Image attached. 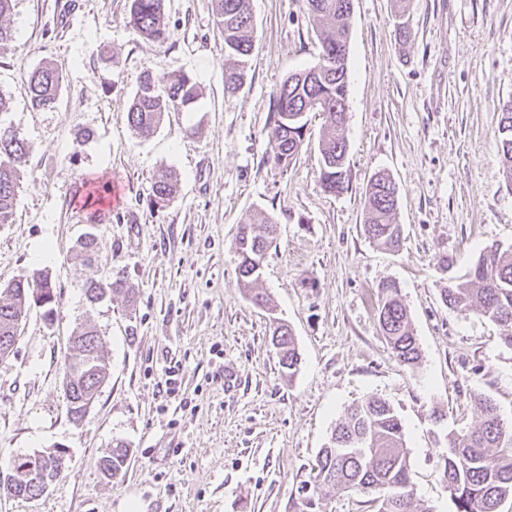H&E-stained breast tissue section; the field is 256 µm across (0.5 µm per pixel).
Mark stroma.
I'll return each mask as SVG.
<instances>
[{"label":"stroma","instance_id":"35a3bbf8","mask_svg":"<svg viewBox=\"0 0 512 512\" xmlns=\"http://www.w3.org/2000/svg\"><path fill=\"white\" fill-rule=\"evenodd\" d=\"M251 7L254 50L228 98L213 0H165L163 42L129 25V0H15L0 94L29 157L14 221L0 224V287L42 270L58 304L49 322L31 309L0 359V472L55 449L69 464L39 498L0 490V512H300L320 448L369 396L402 422L416 501L455 512L443 477L448 431L474 426L484 396L512 417L502 327L441 299L449 275L486 246L512 244L498 154V110L512 100V0H406L400 19L393 0H352L349 188L338 195L318 184L322 113H309L289 165L266 154L273 93L318 57L305 2ZM47 63L61 69L62 88L54 108L37 110L27 76ZM175 70L198 82V101L140 139L127 112L144 73ZM381 170L397 187L395 251L362 229L364 191ZM169 171L177 191L155 206L153 185ZM112 181L124 189L117 208L89 202ZM259 211L278 225L258 284L265 306L239 287L232 249ZM87 231L101 241L90 265L76 250ZM91 279L123 280L133 294L88 306ZM385 281L400 286L421 347L415 366L394 358L380 328ZM279 321L302 358L291 377L270 341ZM85 322L109 365L75 423L62 382ZM116 440L131 459L108 479L99 460Z\"/></svg>","mask_w":512,"mask_h":512}]
</instances>
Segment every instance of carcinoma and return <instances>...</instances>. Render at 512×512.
<instances>
[{"mask_svg": "<svg viewBox=\"0 0 512 512\" xmlns=\"http://www.w3.org/2000/svg\"><path fill=\"white\" fill-rule=\"evenodd\" d=\"M14 0H0V48L13 42L15 31L9 22ZM350 0H306L311 26L321 33L319 72L309 76L302 71L289 75L272 97L273 132L269 156L278 165H288L299 153L306 115H324L319 144L321 154L319 183L323 191L339 194L348 189L345 170L346 141L341 134L347 110V54L350 30ZM216 26L224 42V96L239 92L245 81L247 58L254 45L255 23L250 0H214ZM129 24L144 38L165 41L169 36L164 0H130ZM58 68L45 64L27 78L30 103L36 109L54 107L62 84ZM199 99L197 83L183 71L163 77L147 73L135 92L127 113L135 134L148 139L157 131L165 113L187 108ZM8 99L0 94V224L14 223L16 201L27 165L28 146L16 130L1 119L9 112ZM498 153L505 184L512 187V101L500 109ZM396 188L390 176L378 172L364 192L363 230L374 243L385 248L398 246L401 225L397 221ZM175 193L172 178L153 186L154 204L164 206ZM276 233V224L263 213L239 228L235 239L238 256L237 281L251 300L260 305L266 296L254 291L263 259ZM84 261L100 256L98 236L83 234L77 243ZM120 282L91 279L84 289L94 305L117 293H128ZM442 301L461 314H474L504 327L502 340L512 346V245L493 243L462 275L448 279ZM57 296L48 275L36 270L0 289V354L13 351L20 320L32 306L53 313ZM378 320L389 347L403 365L415 364L421 350L411 328L399 286L394 281L381 285ZM272 344L282 369L293 376L300 355L288 326L273 330ZM72 349L86 366L70 382L65 393L68 414H75L97 397L106 378L107 360L102 339L89 324L77 328ZM481 420L465 431L448 432L445 455V489L455 512H499L501 503L512 498V421L502 418L497 405L482 399ZM130 449L122 441L102 457L105 469L120 475L130 461ZM312 491L302 487L304 512H321L317 489L332 486L356 494H373L377 512H431L417 510L411 466L401 420L393 406L370 397L351 406L336 424L328 443L318 452L311 467Z\"/></svg>", "mask_w": 512, "mask_h": 512, "instance_id": "obj_1", "label": "carcinoma"}]
</instances>
